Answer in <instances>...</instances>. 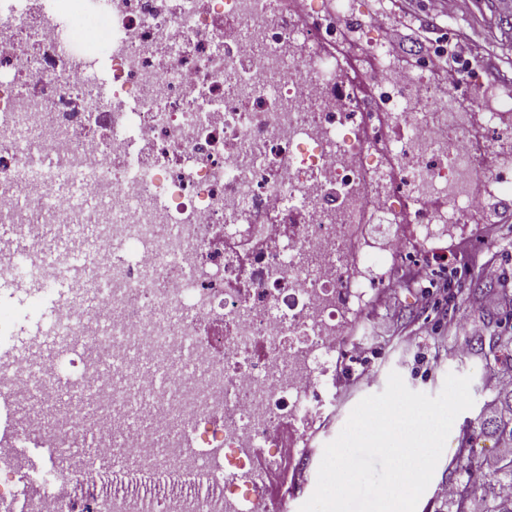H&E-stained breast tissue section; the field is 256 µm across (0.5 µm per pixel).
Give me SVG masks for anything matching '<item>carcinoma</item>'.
I'll list each match as a JSON object with an SVG mask.
<instances>
[{"label": "carcinoma", "mask_w": 512, "mask_h": 512, "mask_svg": "<svg viewBox=\"0 0 512 512\" xmlns=\"http://www.w3.org/2000/svg\"><path fill=\"white\" fill-rule=\"evenodd\" d=\"M477 354L480 356L485 375L512 381V330L495 323L493 331L479 337ZM498 404L503 412L487 416L480 413L475 421L468 422L458 439L456 464L459 475L454 479L457 512H470L474 500L483 504V512H512V495L500 491L505 484L512 485V452H505L503 445L512 443V384L495 391L487 405ZM495 439L498 452L494 455L496 466L481 487L475 489L464 478L469 470L481 468L489 456L474 450L477 440L484 435Z\"/></svg>", "instance_id": "carcinoma-1"}]
</instances>
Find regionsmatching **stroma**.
Here are the masks:
<instances>
[{"label": "stroma", "instance_id": "1", "mask_svg": "<svg viewBox=\"0 0 512 512\" xmlns=\"http://www.w3.org/2000/svg\"><path fill=\"white\" fill-rule=\"evenodd\" d=\"M438 36L447 42L464 40L471 44V62L477 64L484 83L494 84L496 97L512 96V0H462L461 9L438 21L432 31H420V40ZM433 243H416L414 259L453 248L464 252L462 273L449 286L451 297L440 307L422 308L420 291L404 283L392 303H385L380 293H373L355 310L346 314L344 327L350 343L336 373L334 403L322 417L304 423L305 441L321 449L333 441L356 404L365 396L384 390L390 372H398L413 391L431 396L440 393L448 373L471 375L474 406L455 420L445 450L430 482L431 490L423 495L416 512H455L453 503L440 499L436 490L450 481L455 466L457 438L466 421L475 419L491 397L481 362L472 350L476 337L467 327L479 325L490 331L487 320L470 306L468 294L487 291L488 284L479 279L478 267L485 261L495 262L503 273L512 277L511 224H445L434 230ZM463 320L461 327L449 330V316ZM423 325L428 334L412 344L401 339L403 329Z\"/></svg>", "mask_w": 512, "mask_h": 512}]
</instances>
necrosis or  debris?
Wrapping results in <instances>:
<instances>
[{
	"label": "necrosis or debris",
	"instance_id": "1",
	"mask_svg": "<svg viewBox=\"0 0 512 512\" xmlns=\"http://www.w3.org/2000/svg\"><path fill=\"white\" fill-rule=\"evenodd\" d=\"M0 0V273L85 279L54 317L79 352L25 354L0 370L21 435L51 441L47 472L16 464L0 501L33 512H269L245 448L283 456V423L325 412L344 311L408 260L410 227L462 224L485 185L512 195L498 135L467 140L474 107L391 63L355 0ZM109 63L107 81L96 57ZM102 127L99 137L74 130ZM389 212L387 255L354 229ZM48 224H94L96 241L48 253ZM258 233L243 236L242 227ZM104 282L87 298L89 278ZM225 326L210 343L196 326ZM223 347L216 357L215 347ZM103 408L49 426L64 386ZM90 454L68 469L69 441ZM122 458L123 467L112 465Z\"/></svg>",
	"mask_w": 512,
	"mask_h": 512
}]
</instances>
